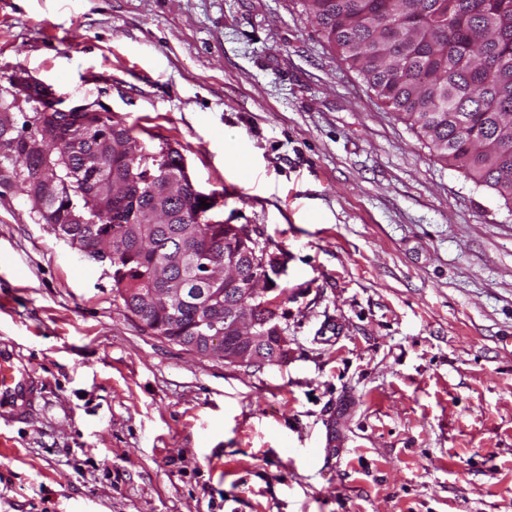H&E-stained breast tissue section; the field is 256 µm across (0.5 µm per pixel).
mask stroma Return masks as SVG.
Instances as JSON below:
<instances>
[{
    "label": "stroma",
    "mask_w": 512,
    "mask_h": 512,
    "mask_svg": "<svg viewBox=\"0 0 512 512\" xmlns=\"http://www.w3.org/2000/svg\"><path fill=\"white\" fill-rule=\"evenodd\" d=\"M26 71L179 149L283 267L287 355L145 330L108 264L0 192V512H512V212L449 169L300 0H0ZM43 382L24 361L4 344L0 347V427L26 422Z\"/></svg>",
    "instance_id": "35a3bbf8"
}]
</instances>
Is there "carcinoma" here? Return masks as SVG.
<instances>
[{"label": "carcinoma", "instance_id": "carcinoma-1", "mask_svg": "<svg viewBox=\"0 0 512 512\" xmlns=\"http://www.w3.org/2000/svg\"><path fill=\"white\" fill-rule=\"evenodd\" d=\"M305 13L328 43L357 71L368 87L424 138L435 156L477 186L494 191L512 210V0H302ZM43 141L46 158L60 177L53 185L37 181L38 161L25 154V139ZM79 150L64 151L44 140L40 129L16 116L0 117V140L16 143L13 156H0V187L15 182L36 215L55 236L99 262L93 249L120 229L141 221L145 195L112 203L102 216L93 199L73 195L87 222H65L61 178L95 159L96 181L112 179L113 147L97 131L78 134ZM213 253L224 256L261 243L245 241L228 227L206 228ZM175 225L166 224L142 248L109 260L113 287L123 302L136 300L141 277L160 262V244L175 241ZM155 334L170 341L192 335L196 311L185 308L172 319L161 309H140Z\"/></svg>", "mask_w": 512, "mask_h": 512}]
</instances>
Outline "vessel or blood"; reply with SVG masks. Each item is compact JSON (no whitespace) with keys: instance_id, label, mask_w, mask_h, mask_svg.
I'll return each instance as SVG.
<instances>
[{"instance_id":"b4317fda","label":"vessel or blood","mask_w":512,"mask_h":512,"mask_svg":"<svg viewBox=\"0 0 512 512\" xmlns=\"http://www.w3.org/2000/svg\"><path fill=\"white\" fill-rule=\"evenodd\" d=\"M42 387V380L17 354L0 347V425L27 421Z\"/></svg>"}]
</instances>
